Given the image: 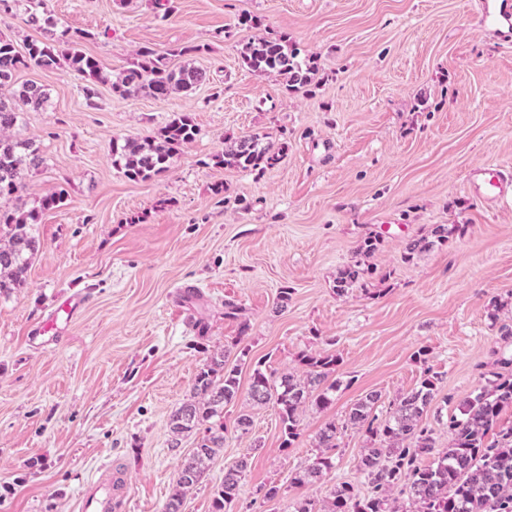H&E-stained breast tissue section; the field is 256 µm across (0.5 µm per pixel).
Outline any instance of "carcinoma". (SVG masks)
I'll return each instance as SVG.
<instances>
[{
    "label": "carcinoma",
    "instance_id": "cac0c4a2",
    "mask_svg": "<svg viewBox=\"0 0 512 512\" xmlns=\"http://www.w3.org/2000/svg\"><path fill=\"white\" fill-rule=\"evenodd\" d=\"M42 7L44 0H0L1 12L22 8L33 23L39 22L35 10ZM83 38V32L63 30L57 37L29 43L21 53L0 36V88L10 82L18 69L36 66L74 72L87 83L86 93H91V85L103 81V75L97 60L80 50ZM241 60L251 71L276 74L288 91L311 85L318 72L317 58H300L285 35L264 36L247 43ZM207 81V71L188 66L172 69L164 57L145 47L138 61L112 82V91L121 96L145 92L164 99L176 93L186 94ZM46 102V91L36 84L23 86L16 99L0 97V200L16 201L11 210L0 208L1 296H8L25 284L37 253L32 227L39 223L41 211L57 208L65 199L60 191L43 199L40 208L28 211L21 202L26 174L42 167L45 159L34 142L12 137V131L23 113L39 112ZM196 134L191 118L179 114L149 139L111 140L112 164L130 180L148 181L167 171L179 149L191 143ZM284 152L285 145L276 146L254 134L227 140L219 163L262 173L277 165ZM459 232L461 226L457 224L433 225L426 235L406 244L404 260L410 262L426 250L445 245ZM371 274L373 269L362 267L358 261L344 266L336 275V293L343 295L365 285ZM301 362L307 367L302 381L288 374L275 377L256 364L248 392L252 404L276 411L285 448L300 435L303 408L310 403L327 407L336 390V381L332 380L339 363L336 355L305 354ZM434 391L433 377L424 376L417 389L393 403L388 417L380 423L373 415L380 395L369 393L354 403L346 423L363 429L368 436L369 446L361 455L359 468L368 479L370 493L362 496L353 485L340 482L331 490L326 504L304 499L293 503V512H512V427L499 431L493 442L486 440L501 410L512 407V377L493 383L490 389L461 404L460 414L448 420L451 439L442 453L437 452L431 430L423 426V413L433 401ZM238 392L237 369L226 368L223 352L212 356L196 373L192 399L170 416V430L177 436L203 425L205 434L182 464L163 512H182L186 494L200 482L209 463L224 448V407ZM338 433L336 422L326 424L318 435L322 452L304 473L294 476L292 484H305L334 467L328 450L336 447ZM425 458L431 459L430 464H423ZM246 469L247 461L241 460L224 472V480L212 496V512H229Z\"/></svg>",
    "mask_w": 512,
    "mask_h": 512
}]
</instances>
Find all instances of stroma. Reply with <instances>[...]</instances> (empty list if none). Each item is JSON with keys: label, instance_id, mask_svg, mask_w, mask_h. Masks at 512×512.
<instances>
[{"label": "stroma", "instance_id": "1", "mask_svg": "<svg viewBox=\"0 0 512 512\" xmlns=\"http://www.w3.org/2000/svg\"><path fill=\"white\" fill-rule=\"evenodd\" d=\"M58 29L80 31L104 82L86 99L63 69L23 68L11 90L45 89L43 111L15 129L40 146L27 208L62 190L63 206L34 227L38 252L23 287L0 298V512H75L104 463L130 487L123 512H162L201 430L174 436L169 417L214 352L238 370L224 409V447L183 512H211L212 494L240 459L248 467L232 512H290L327 501L340 481L366 493L358 469L367 437L342 431L334 466L296 486L317 436L367 393L380 409L437 379L423 415L437 449L459 404L512 376V28L484 22L476 0H46ZM244 15L258 27L238 28ZM287 35L315 56L311 85L243 67L242 47ZM210 81L166 99L115 95L111 83L138 49ZM190 115L193 142L146 182L112 164L110 141L146 138ZM287 143L257 174L218 164L229 137ZM507 178L479 199L475 166ZM435 224L465 231L405 262L406 242ZM369 234L378 274L337 294L338 270ZM87 296L59 344L36 337L61 294ZM238 307L224 314L225 303ZM335 353L340 385L324 409L307 406L300 436L281 445L274 410L248 398L256 362L302 376L301 355ZM248 414V433L236 429ZM280 495L266 500L269 486Z\"/></svg>", "mask_w": 512, "mask_h": 512}]
</instances>
